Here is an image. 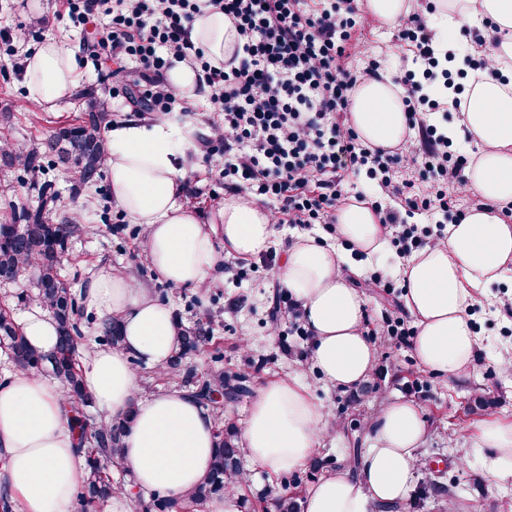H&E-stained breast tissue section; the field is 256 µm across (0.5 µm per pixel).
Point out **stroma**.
Returning <instances> with one entry per match:
<instances>
[{
	"label": "stroma",
	"mask_w": 512,
	"mask_h": 512,
	"mask_svg": "<svg viewBox=\"0 0 512 512\" xmlns=\"http://www.w3.org/2000/svg\"><path fill=\"white\" fill-rule=\"evenodd\" d=\"M50 23L29 35L35 28V16L24 8L23 0H0V113H11L10 123L0 124V138L21 147L48 136L81 116L91 103H106L115 122L132 119L131 107L124 96L112 93L110 72L113 63L99 46L107 27L104 17L77 27L62 16V0H41ZM78 46L75 57L76 86L70 96L55 108L33 104L18 68L24 57L35 50L47 36ZM187 116L196 129L195 143L186 153L189 177L202 193L185 197L184 202L203 216H210L223 204L216 192L219 158L206 157L200 145L209 133L211 106L208 96L188 99ZM59 203L67 210H79L82 223L91 225L89 233L71 238L64 258L63 274L74 287H82L88 271L109 263L127 273L138 284L147 286L154 295H166L167 302L184 323L209 314H220L217 327L224 351L225 367H246L247 355L267 356L268 362L253 375L254 386L288 375H299L310 385L316 397L340 423L337 434L319 439L315 454L324 459L323 469L302 466L288 474V488L305 490L325 472L354 465L371 445V431L387 401L406 398L415 402L426 428V437L418 450L420 465L415 485L402 504V512H448L449 502H456L460 512H512V479L492 478L486 458L476 455L473 443L480 424L488 419L512 423V372L499 367L502 358L512 357V319L503 312L512 305V281L493 284L476 293L477 311L473 316L481 352L479 360L457 377L424 370L412 347L384 336L385 320L401 304L403 288L399 275H392V287L368 288L364 281L393 250L360 259L359 276L354 283L366 297L365 327L376 346L374 371L368 379L371 392L363 388H345L325 384L312 368L311 343L298 336L291 324L272 329L268 311L278 290L273 270L258 267L249 270L245 280L228 274L218 287L167 288L165 281L146 266L143 260L145 233L113 234L116 208H93V201L108 193L106 178H99L91 189L74 192L73 182L65 178L62 168L50 170ZM40 178L17 167H0V214L14 196L24 198L26 209L40 203ZM450 491L438 497L430 492L432 482Z\"/></svg>",
	"instance_id": "1"
}]
</instances>
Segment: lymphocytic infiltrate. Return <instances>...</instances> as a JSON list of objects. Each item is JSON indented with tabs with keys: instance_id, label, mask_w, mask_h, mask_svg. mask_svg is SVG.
Listing matches in <instances>:
<instances>
[{
	"instance_id": "lymphocytic-infiltrate-1",
	"label": "lymphocytic infiltrate",
	"mask_w": 512,
	"mask_h": 512,
	"mask_svg": "<svg viewBox=\"0 0 512 512\" xmlns=\"http://www.w3.org/2000/svg\"><path fill=\"white\" fill-rule=\"evenodd\" d=\"M393 38L405 46L401 74L407 131L398 145L374 148L351 122L356 90L383 77L381 56L362 41L369 17L363 0H66L69 18L87 22L108 16L106 45L118 66L112 87L126 90L120 63L140 65L133 99L138 111L166 116L181 104L164 80L174 62L199 66L214 116L206 153L224 159L225 191L268 205L273 223L323 225L336 230V214L351 200H370L398 257L445 239V215L463 218L462 196L470 195L465 170L471 154L455 149L435 120L444 104L461 111L462 100H444L436 86L454 89L448 68L453 52H439L427 15L434 0H406ZM223 12L242 49L222 67L213 66L191 39L192 22L203 10ZM364 173L365 189L344 183ZM427 214L435 228L407 224L405 214Z\"/></svg>"
}]
</instances>
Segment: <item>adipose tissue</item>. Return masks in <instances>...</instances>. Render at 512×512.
I'll use <instances>...</instances> for the list:
<instances>
[{"mask_svg":"<svg viewBox=\"0 0 512 512\" xmlns=\"http://www.w3.org/2000/svg\"><path fill=\"white\" fill-rule=\"evenodd\" d=\"M488 21L498 28L497 58L512 63V0H481L477 11L465 0H442L428 19L444 40L463 25L480 27ZM191 36L216 65L230 57L237 41L223 13L211 10L195 18ZM75 53L51 36L26 58L24 77L34 102L52 107L69 94L76 82ZM402 94L388 78L366 82L356 91L352 123L370 146L386 149L403 138ZM463 111V121L449 127L448 138L460 143L469 134L482 146L466 172L469 189L494 203L512 201V87L492 77L481 79L470 85ZM194 132L187 121L131 119L109 127L107 180L116 207L145 227L143 255L149 265L172 286L200 289L214 283L226 259H252L269 251L277 230L268 210L240 196L225 197L206 220L184 204L185 152ZM336 230L350 252L301 235L283 248L275 276L302 304L315 370L327 384L355 388L371 375L375 346L364 327L366 299L345 270L354 255L384 253L386 239L377 213L366 203L342 208ZM511 267L512 225L482 209L449 225L440 244L410 256L404 304L415 319L414 350L425 370L453 377L473 362L477 338L467 311L474 293L503 280ZM82 297L87 311L118 319L123 329L116 348L88 339L82 375L102 421L135 413L123 441V466L143 495H183L210 467L213 417L184 390L141 397L135 373L139 366L165 368L176 346L172 308L107 265L89 272ZM69 410L63 389L51 378L18 369L0 383V457L7 461V485L27 512H74L86 468L75 452ZM333 430L310 386L288 377L258 390L242 445L254 464L277 477L307 463L319 437ZM372 432V445L355 468L331 471L306 490L304 512H392L403 503L425 436L416 405L391 400ZM474 446L492 449L493 477H512V424L484 422Z\"/></svg>","mask_w":512,"mask_h":512,"instance_id":"ef3b65f1","label":"adipose tissue"}]
</instances>
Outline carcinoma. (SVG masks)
<instances>
[{
  "instance_id": "obj_1",
  "label": "carcinoma",
  "mask_w": 512,
  "mask_h": 512,
  "mask_svg": "<svg viewBox=\"0 0 512 512\" xmlns=\"http://www.w3.org/2000/svg\"><path fill=\"white\" fill-rule=\"evenodd\" d=\"M111 123L108 113L97 110L85 112L78 123L64 127L24 151L25 161L18 153L0 147V165L11 168L18 164L37 175L43 171V160L52 154L57 162L71 169L74 189L89 187L101 174L109 147L103 129ZM57 195L50 196L53 206L42 202L32 211L12 212L0 219V283L15 281L28 273L34 283V292L28 298L52 313L59 330V341L50 353L32 348L25 340L21 328L10 310L0 306V346L9 352L14 367L56 379L65 395L77 410L76 427L81 430L78 452L85 461L88 477L75 494L77 512L128 492L130 484L111 477L112 471L121 474L123 438L131 424L132 414L109 423H88L84 410L91 406V397L82 384L81 358L86 348L79 319L84 315L81 293L62 279L60 266L67 241L91 231L75 217L55 204ZM218 316L205 323L186 326L177 320L178 336L173 355L164 375L179 387L189 391L211 412L216 425V447L211 466L202 480L186 494L174 497L154 493L145 498L138 496L139 512H187L192 508L204 512L203 507L222 495L233 483L241 488L248 485V477L241 470L240 456L234 426L224 420L225 403H234L251 395L250 375L247 370L224 368L214 325ZM101 345L114 348L121 344L120 325L115 319L100 322ZM208 352L212 366L200 375L185 360ZM265 497L272 501L275 512H300L298 494H288V485L280 489L269 488Z\"/></svg>"
}]
</instances>
